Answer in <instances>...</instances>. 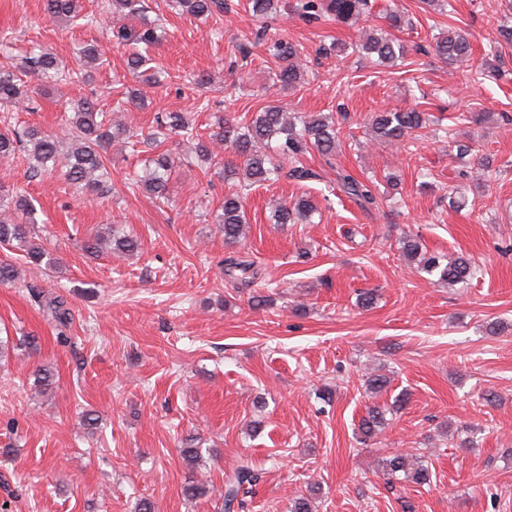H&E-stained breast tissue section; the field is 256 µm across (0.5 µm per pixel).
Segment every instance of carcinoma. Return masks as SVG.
I'll list each match as a JSON object with an SVG mask.
<instances>
[{"mask_svg": "<svg viewBox=\"0 0 512 512\" xmlns=\"http://www.w3.org/2000/svg\"><path fill=\"white\" fill-rule=\"evenodd\" d=\"M278 0H246L244 8L252 17L267 20L277 13ZM44 11L51 17L64 21L83 20L94 23L95 17L80 14L79 0H44ZM106 11L111 14V34L117 45H139L146 47L161 40L160 26L146 18L147 0H107ZM173 7L183 14L198 19H209L224 13V0H173ZM372 12L370 0H295L293 14L309 25L334 22L348 27H359L358 49L374 57L384 66H395L406 54L401 41L383 28H366L361 22ZM137 21L140 27L126 24ZM262 51L275 65L274 80L283 87H293L303 78V47L288 36L269 26L258 30ZM436 55L450 63L469 60L472 47L469 39L460 32L448 29L436 37L433 47ZM151 59L140 51L129 53L127 69L133 75L150 70ZM27 70L36 81L52 84L59 92L79 78L78 69L53 49L43 48L29 58ZM39 91L18 78L7 64L0 63V105L31 104L33 94ZM106 113L95 100L82 97L77 100L74 112L68 117L69 133L79 141L68 158L64 179L74 187L104 194L112 190V177L105 156V144L127 134V129L108 125ZM160 129L168 134L194 138L196 128L185 112H166L157 117ZM429 124V115L417 109H393L375 112L366 122L374 140L388 144L406 146L414 142L418 132ZM341 129L336 127L332 115L319 113L298 116L281 105H268L243 123L230 120L218 121V130L198 138V158L214 162L221 161V154L230 149L241 159L242 167L233 163L224 165V179L242 170L243 183L236 191L224 195L222 212L218 224L224 232V242L236 244L245 237L247 226L246 192L255 185L288 179L299 183L319 181L321 171L302 162L310 151L317 152L326 164H332L340 146ZM60 141L44 134L35 126L16 127L11 116L0 114V159L15 158L24 153L30 172L49 175L57 167ZM289 166H284V163ZM174 172V160L161 154L148 160L143 174L130 185L141 188L158 200L167 199V185ZM339 192L353 201L363 211L371 212L378 206L375 181L360 179L348 172L337 175ZM317 206L311 197L303 194L275 208L272 218L277 224L312 222ZM36 209L29 199L20 193L0 194V243H5L23 253L25 263L32 266H51L56 260L35 242ZM86 251L94 254L102 248L112 253L128 255L140 248L138 240L129 236L97 234L84 241ZM402 255L416 265L420 272L437 277V282L457 285L469 281L474 275L471 261L458 256L450 261L422 250L417 238L408 235L402 239ZM225 279L249 288L261 276L257 262L248 256H229L224 259ZM41 306L62 327L71 321V312L61 296L39 300ZM386 409L374 407L368 411L359 430L364 436L375 434L384 425ZM384 472L388 476L403 473L404 479L415 484L430 482L428 468L414 454L401 453L384 461ZM263 478V470L244 459L225 474L224 491L217 499L220 512H240L245 507L244 495ZM214 487L203 480H196L184 487L190 498H201L211 494Z\"/></svg>", "mask_w": 512, "mask_h": 512, "instance_id": "obj_1", "label": "carcinoma"}]
</instances>
